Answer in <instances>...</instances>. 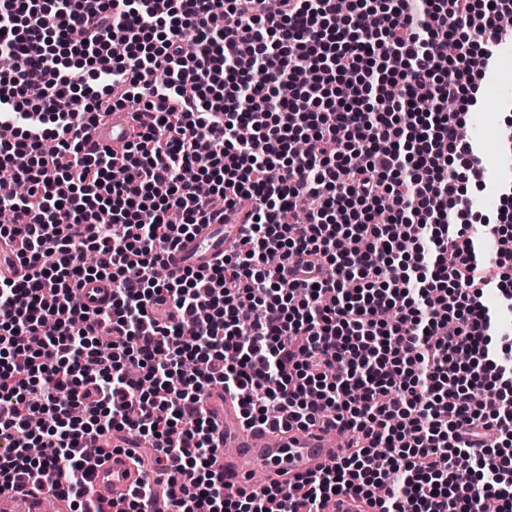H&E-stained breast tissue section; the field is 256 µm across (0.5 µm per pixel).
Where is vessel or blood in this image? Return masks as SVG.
Masks as SVG:
<instances>
[{
	"instance_id": "1",
	"label": "vessel or blood",
	"mask_w": 512,
	"mask_h": 512,
	"mask_svg": "<svg viewBox=\"0 0 512 512\" xmlns=\"http://www.w3.org/2000/svg\"><path fill=\"white\" fill-rule=\"evenodd\" d=\"M130 114L118 109L110 121L89 129L92 140L122 150L128 140ZM239 235L235 224H203L193 236L181 238L169 252L168 263L176 269L205 271L223 258ZM206 409L215 410V442L222 452L216 457L215 470L225 482L237 487L251 483L256 474L279 482L292 481L320 466L336 461L342 448L335 433L323 431H271L265 427L246 428L241 424L237 402L225 400L215 406L206 400ZM92 484L101 498L103 512H113L112 505L143 492L145 512H153L163 495L162 485H146L145 476L125 452L110 451L92 460Z\"/></svg>"
}]
</instances>
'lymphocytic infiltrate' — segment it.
Segmentation results:
<instances>
[{"label": "lymphocytic infiltrate", "instance_id": "lymphocytic-infiltrate-1", "mask_svg": "<svg viewBox=\"0 0 512 512\" xmlns=\"http://www.w3.org/2000/svg\"><path fill=\"white\" fill-rule=\"evenodd\" d=\"M512 0H0V494L101 512L114 436L165 459V512H512V186L493 224L459 130ZM454 43V54L444 52ZM424 93L434 111L413 109ZM129 108L122 159L90 126ZM308 145L294 151L297 141ZM235 250L168 270L178 236ZM498 250L484 259L482 239ZM107 280L110 303H79ZM347 438L233 493L202 402ZM242 224H201L191 237H183L169 251L168 263L176 269L207 271L224 257Z\"/></svg>", "mask_w": 512, "mask_h": 512}]
</instances>
